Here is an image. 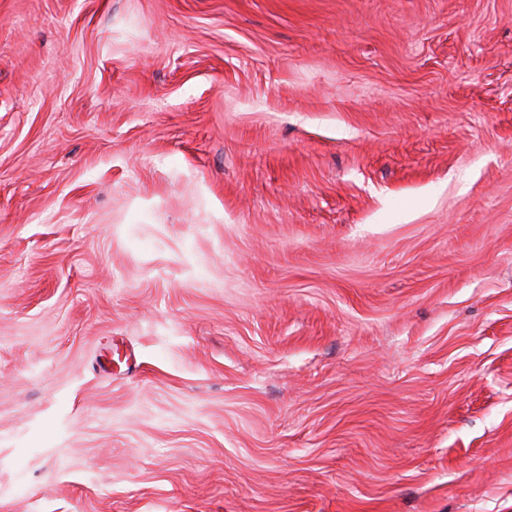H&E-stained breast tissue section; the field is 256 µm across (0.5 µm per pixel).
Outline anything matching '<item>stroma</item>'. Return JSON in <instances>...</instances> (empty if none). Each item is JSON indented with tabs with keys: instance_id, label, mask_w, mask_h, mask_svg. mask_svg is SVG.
<instances>
[{
	"instance_id": "obj_1",
	"label": "stroma",
	"mask_w": 512,
	"mask_h": 512,
	"mask_svg": "<svg viewBox=\"0 0 512 512\" xmlns=\"http://www.w3.org/2000/svg\"><path fill=\"white\" fill-rule=\"evenodd\" d=\"M0 512H512V0H0Z\"/></svg>"
}]
</instances>
